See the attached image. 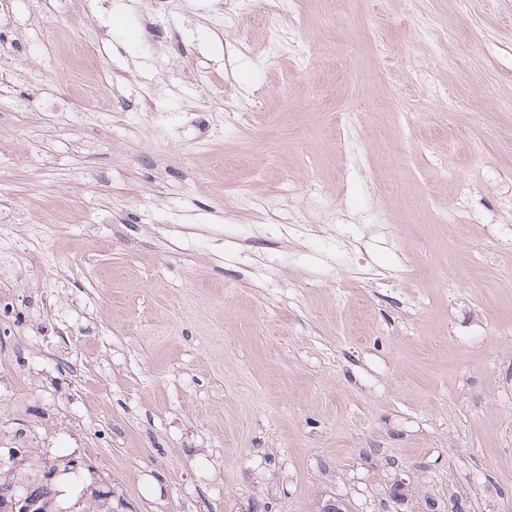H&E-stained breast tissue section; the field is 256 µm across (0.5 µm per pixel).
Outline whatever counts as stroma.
I'll return each mask as SVG.
<instances>
[{"mask_svg": "<svg viewBox=\"0 0 512 512\" xmlns=\"http://www.w3.org/2000/svg\"><path fill=\"white\" fill-rule=\"evenodd\" d=\"M224 2L0 13V438L64 507L512 512V0H297L272 66Z\"/></svg>", "mask_w": 512, "mask_h": 512, "instance_id": "35a3bbf8", "label": "stroma"}]
</instances>
